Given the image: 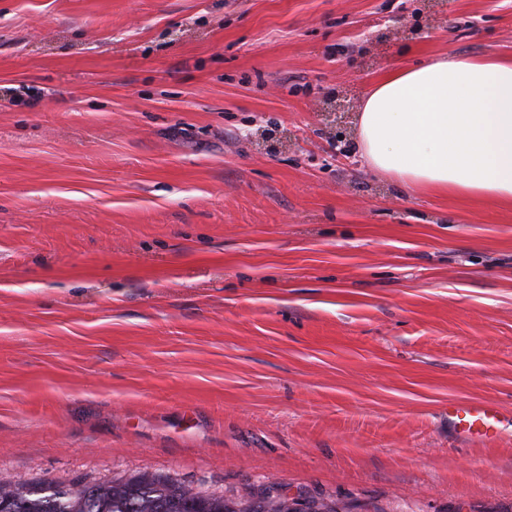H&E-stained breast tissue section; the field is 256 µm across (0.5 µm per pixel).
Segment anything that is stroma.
Instances as JSON below:
<instances>
[{
	"label": "stroma",
	"mask_w": 512,
	"mask_h": 512,
	"mask_svg": "<svg viewBox=\"0 0 512 512\" xmlns=\"http://www.w3.org/2000/svg\"><path fill=\"white\" fill-rule=\"evenodd\" d=\"M456 55L512 0H0V479L512 512V210L329 119ZM501 416L500 407L491 401L448 406V423L459 437H491Z\"/></svg>",
	"instance_id": "35a3bbf8"
}]
</instances>
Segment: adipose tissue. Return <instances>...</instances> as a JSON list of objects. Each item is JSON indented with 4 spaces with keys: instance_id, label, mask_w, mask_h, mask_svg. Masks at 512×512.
Returning <instances> with one entry per match:
<instances>
[{
    "instance_id": "ef3b65f1",
    "label": "adipose tissue",
    "mask_w": 512,
    "mask_h": 512,
    "mask_svg": "<svg viewBox=\"0 0 512 512\" xmlns=\"http://www.w3.org/2000/svg\"><path fill=\"white\" fill-rule=\"evenodd\" d=\"M357 136L371 168L411 188L512 207V60L391 70L363 100Z\"/></svg>"
}]
</instances>
